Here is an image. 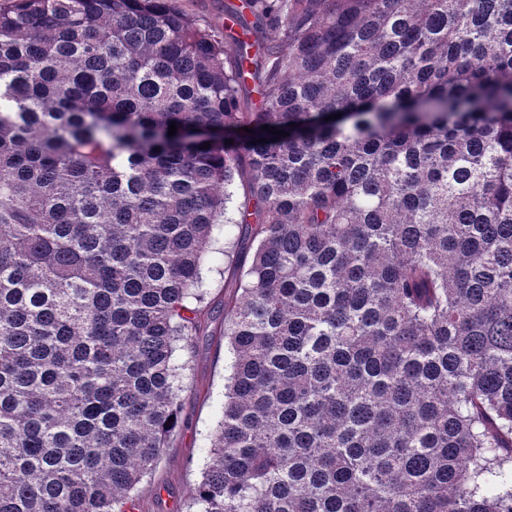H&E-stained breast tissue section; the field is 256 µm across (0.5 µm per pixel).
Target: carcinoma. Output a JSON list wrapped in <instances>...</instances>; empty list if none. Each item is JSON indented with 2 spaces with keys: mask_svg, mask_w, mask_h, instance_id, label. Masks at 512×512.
<instances>
[{
  "mask_svg": "<svg viewBox=\"0 0 512 512\" xmlns=\"http://www.w3.org/2000/svg\"><path fill=\"white\" fill-rule=\"evenodd\" d=\"M224 16L0 8V512H132L228 256L198 512H512V0Z\"/></svg>",
  "mask_w": 512,
  "mask_h": 512,
  "instance_id": "carcinoma-1",
  "label": "carcinoma"
}]
</instances>
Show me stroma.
<instances>
[{"label":"stroma","mask_w":512,"mask_h":512,"mask_svg":"<svg viewBox=\"0 0 512 512\" xmlns=\"http://www.w3.org/2000/svg\"><path fill=\"white\" fill-rule=\"evenodd\" d=\"M210 288L201 327L188 350L180 352L183 376L182 423L171 436L153 472L132 490L136 512H189L207 460L205 440L224 401L228 353L224 342V303L237 293L230 265L208 275Z\"/></svg>","instance_id":"stroma-1"}]
</instances>
